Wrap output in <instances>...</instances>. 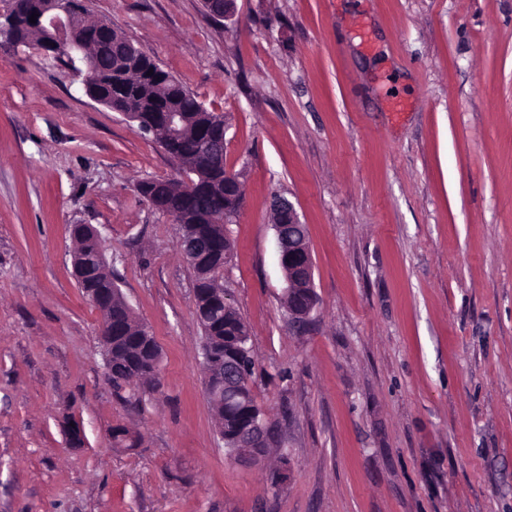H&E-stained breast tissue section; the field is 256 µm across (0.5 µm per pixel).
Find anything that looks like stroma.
Returning a JSON list of instances; mask_svg holds the SVG:
<instances>
[{
	"label": "stroma",
	"instance_id": "1",
	"mask_svg": "<svg viewBox=\"0 0 512 512\" xmlns=\"http://www.w3.org/2000/svg\"><path fill=\"white\" fill-rule=\"evenodd\" d=\"M84 3L224 116L245 203L222 281L279 440L236 463L216 432L180 227L135 191L177 162L0 37V512H512V0ZM278 194L315 264L300 325ZM73 224L160 347L141 403L107 377ZM271 226L275 232L279 264L284 272L287 287L282 301L289 319L297 324L305 322L317 305L314 291V261L307 242V234L299 229L304 225L289 199L276 196L271 205ZM296 288H308L306 298L297 301Z\"/></svg>",
	"mask_w": 512,
	"mask_h": 512
}]
</instances>
